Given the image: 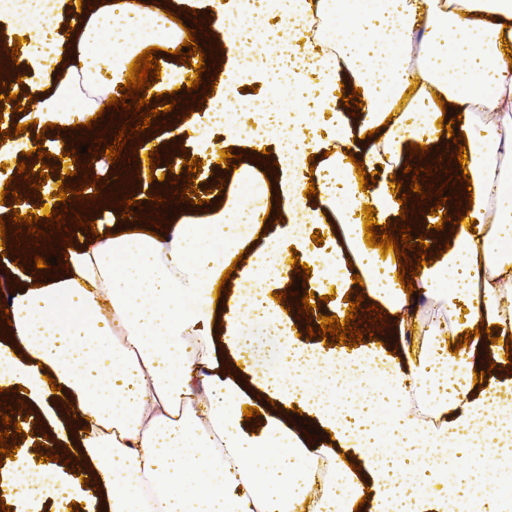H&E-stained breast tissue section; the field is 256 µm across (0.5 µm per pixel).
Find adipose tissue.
I'll use <instances>...</instances> for the list:
<instances>
[{
    "label": "adipose tissue",
    "mask_w": 512,
    "mask_h": 512,
    "mask_svg": "<svg viewBox=\"0 0 512 512\" xmlns=\"http://www.w3.org/2000/svg\"><path fill=\"white\" fill-rule=\"evenodd\" d=\"M216 28L241 19L250 36L265 18L282 22L277 52L259 51L243 73L274 86H316L312 111H284L276 97L256 101L232 138L255 152L278 145L277 189L287 226L267 231V207L226 204L199 220L151 234L149 222L112 218L107 237L84 236L67 250L68 270L18 290L8 305L18 351L0 348V388L29 391L49 427L68 428L77 442L71 470L93 468L108 512H508L497 484L449 489L461 453L489 469L512 440V400L476 391V344L454 342L480 324L498 330V354L512 335V0H212ZM0 18L24 23L27 60L39 73L57 60L45 32L54 26L53 0H0ZM423 32V51L405 47ZM187 33L167 14L134 0H101L87 13L65 71L31 84L30 118L69 126L99 111L113 95L127 60L144 44L174 51ZM360 88L366 115L358 128L336 104L342 77ZM425 99L399 109L407 92ZM463 116L473 203L455 227L448 252L422 266L407 294L397 264L368 260L365 287L387 311L402 316L412 295L432 301L437 316L405 347L402 360L377 351L328 360L296 344L269 296L271 281L287 283L291 255L318 265L336 287L348 280L343 251L312 252L307 227L338 214L349 240L361 226L358 204L384 212L395 200L387 185L361 189L343 147L366 136V168L400 162L404 145L446 141L444 107ZM333 135L319 136L325 112ZM330 181L319 184V207L299 187L311 155ZM261 247H253L254 233ZM249 251L233 295L216 289L235 256ZM463 320H454L458 303ZM241 362L246 382L224 376L217 347ZM386 369L383 385L349 396L352 372ZM60 393H53L52 384ZM253 385L279 403H295L332 431L335 445L312 444L301 425L279 412L261 413L257 433L242 426ZM68 408H61V401ZM401 449L400 457L380 445ZM360 451L353 469L345 450ZM22 477L10 486L23 506L70 500L74 483L19 450Z\"/></svg>",
    "instance_id": "1"
}]
</instances>
